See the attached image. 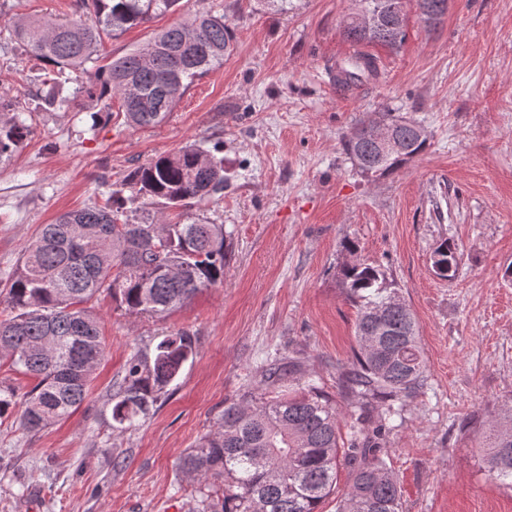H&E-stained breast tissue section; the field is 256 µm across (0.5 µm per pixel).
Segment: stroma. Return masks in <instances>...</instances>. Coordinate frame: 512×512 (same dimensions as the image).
<instances>
[{"instance_id": "obj_1", "label": "stroma", "mask_w": 512, "mask_h": 512, "mask_svg": "<svg viewBox=\"0 0 512 512\" xmlns=\"http://www.w3.org/2000/svg\"><path fill=\"white\" fill-rule=\"evenodd\" d=\"M76 0H0V102L30 133L0 161V290L42 225L100 203L135 168L195 143L224 161V191L189 210L223 225L224 281L162 316H132L105 293L85 307L105 355L89 396L40 432L0 419V512H194L199 482L180 461L214 429L225 402L257 390L265 365L297 356L331 398L349 437L354 407L336 385L357 349V309L341 287L343 245L376 266L412 309L427 388L380 439L402 512H512V490L481 463L476 413L512 408V0H450L424 26L406 5V39L374 46L377 82L336 91L332 64L354 0H179L173 11L106 40L118 57L196 12L224 16L233 51L195 80L160 124L134 128L102 105L45 110L39 65L10 34L20 16L62 20ZM422 125L428 146L401 170L357 175L342 137L368 112ZM460 254L453 280L430 256ZM196 354L156 410L118 430L109 401L133 358L163 337ZM431 261L432 268L438 277L445 280L455 277L458 271L459 255L457 249L447 240L434 249Z\"/></svg>"}]
</instances>
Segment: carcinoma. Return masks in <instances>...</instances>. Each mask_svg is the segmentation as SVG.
I'll return each mask as SVG.
<instances>
[{
  "label": "carcinoma",
  "mask_w": 512,
  "mask_h": 512,
  "mask_svg": "<svg viewBox=\"0 0 512 512\" xmlns=\"http://www.w3.org/2000/svg\"><path fill=\"white\" fill-rule=\"evenodd\" d=\"M360 8L379 12L381 22L367 31L357 12L344 20L343 35L357 46L396 47L405 25H396V0H359ZM178 0H80L75 17L65 21L19 19L15 38L34 59L50 67L41 81L47 110L70 106L62 90L70 74L88 72L99 59L104 39L150 21ZM233 36L224 16L196 13L188 23L171 26L146 44L99 66L75 94L91 102L117 95L132 127L161 123L191 84L220 66L232 52ZM347 89L379 78L377 56L364 50L336 64ZM392 128L397 148L383 152L374 126ZM418 124L389 112H370L342 140L354 168L366 178L395 173L428 145ZM26 126L0 119V159L16 152ZM131 195L123 196L124 189ZM224 192V165L210 152L188 145L131 171L112 204L67 212L42 225L8 279L4 304L10 316L0 319V360L35 381L18 394L0 384V418L17 413L20 425L39 432L69 417L88 397L94 368L104 354L98 320L81 304L106 292L130 315H162L200 289L224 280L222 224H156L134 204L141 197L171 207L190 208ZM84 228L79 238L70 225ZM435 274L445 280L458 271L457 249L441 242L431 256ZM347 298L358 308L356 363L340 372L341 392L357 408L356 421L376 416L380 425L352 434L343 447L337 435L338 414L315 381L306 378L304 361L288 357V366L262 369L264 393L224 405L215 431L189 449L185 473L219 487L222 497L202 494L199 512H318L333 492L340 465L353 468V482L338 512H401V490L382 458L378 438L396 414L394 405L419 396L426 386V363L419 329L409 306L384 286L380 271L359 260L339 269ZM195 353L192 337L180 332L156 345L151 365L135 358L117 389L112 421L124 429L157 406L163 390L180 375ZM289 377L301 391L282 393ZM483 462L496 478L512 486V414L489 420Z\"/></svg>",
  "instance_id": "obj_1"
}]
</instances>
